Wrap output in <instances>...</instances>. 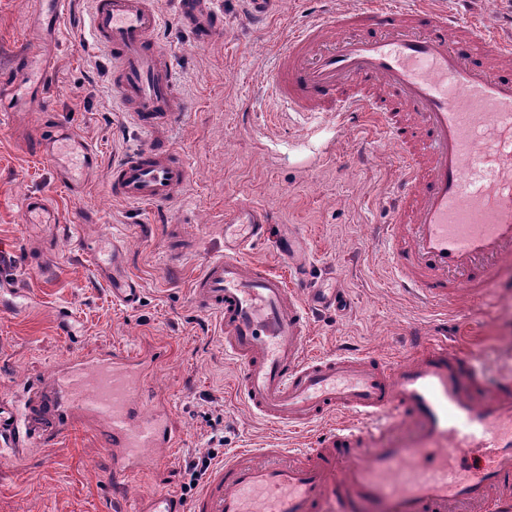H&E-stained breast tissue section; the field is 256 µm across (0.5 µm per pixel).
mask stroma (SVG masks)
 <instances>
[{"mask_svg": "<svg viewBox=\"0 0 512 512\" xmlns=\"http://www.w3.org/2000/svg\"><path fill=\"white\" fill-rule=\"evenodd\" d=\"M161 15V42L173 56L187 108L170 139L190 166L187 187L166 206L114 199L109 170L122 152L143 145L129 111L112 91L111 61L96 44L92 0H70L58 32L56 75L42 109L11 112L0 121V277L26 295L16 313H0V399L19 380L46 377L75 355L116 346L166 350L157 383L168 395L178 446L144 462L127 501L111 496V444L104 422L78 415L69 432L48 433L20 461L0 460V512H125L128 501L162 491L180 493L185 457L206 453L218 417L224 452L309 445L333 426L326 419L297 433L257 419L236 390L240 366L224 351L218 318L200 311L190 282L202 263L224 252V212L239 204L266 208L275 220L270 240L248 248L246 261L287 273L275 242L300 237L306 284L344 295L342 310L310 316V355L404 352L410 331L447 339L478 353L487 386L512 376V280L490 305L461 297L448 313L426 311L394 284L390 256L376 228L386 223L382 202L398 175L391 147L371 125L347 127L337 118L307 119L283 111L264 88L277 44L293 25L312 17L313 0H285L255 27L247 0H214L224 33L197 46L173 7L152 0ZM33 0H0V72L31 29ZM99 151L96 169L72 194L31 138L47 113ZM47 194L58 223L29 224L22 198ZM108 239L125 247V264L141 283L142 300L129 309L112 300L108 284L83 258L78 241ZM71 312V335H61L55 312Z\"/></svg>", "mask_w": 512, "mask_h": 512, "instance_id": "1", "label": "stroma"}]
</instances>
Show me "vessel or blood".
I'll return each mask as SVG.
<instances>
[{"instance_id":"b4317fda","label":"vessel or blood","mask_w":512,"mask_h":512,"mask_svg":"<svg viewBox=\"0 0 512 512\" xmlns=\"http://www.w3.org/2000/svg\"><path fill=\"white\" fill-rule=\"evenodd\" d=\"M175 6L198 44L222 34L207 0ZM91 24L112 58V89L138 130L151 138L183 124L175 63L156 38L162 21L149 0H93ZM49 70L37 37L7 78L43 88ZM267 84L290 112H333L349 125L376 118L400 171L378 234L392 254V279L423 309L447 310L461 296L485 301L512 273V35L460 27L456 13L422 0L345 14L318 0L315 16L278 48ZM35 147L51 161L68 150L85 169L97 163V148L56 118ZM189 177L174 144L150 142L113 161L110 189L130 204L162 206ZM22 208L28 223L57 221L43 193H28ZM272 222L257 205L225 213L236 234L195 276L194 302L218 315L254 412L294 428L340 419L308 448L238 449L192 501L161 492L139 500L135 512H512V386L482 393L478 355L428 336H414L394 363L307 354L308 310L339 300L330 288L292 290L291 281L305 278L299 270L286 277L243 260ZM86 258L113 301L139 305L137 281L111 271L98 250ZM162 356L113 349L61 364L53 391L22 385V410L0 403V455L18 460L41 445L42 421L61 433L73 411L103 419L112 435L110 490L123 499L127 478L178 439L154 382Z\"/></svg>"}]
</instances>
